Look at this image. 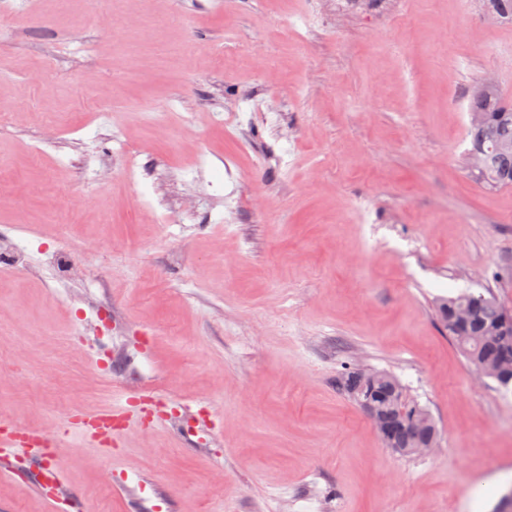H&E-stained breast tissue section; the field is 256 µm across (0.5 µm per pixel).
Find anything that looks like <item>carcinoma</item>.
<instances>
[{"label": "carcinoma", "instance_id": "1", "mask_svg": "<svg viewBox=\"0 0 512 512\" xmlns=\"http://www.w3.org/2000/svg\"><path fill=\"white\" fill-rule=\"evenodd\" d=\"M485 10L512 22V0H482ZM468 155L478 165L485 182L495 187L512 186V103L496 87L488 86L469 96ZM440 321L466 361L502 388L512 387V313L493 297L462 293L439 300ZM357 404H368L379 423L381 444L396 449L400 457L437 440L439 433L427 408L410 399L394 375L385 371L348 370L339 378Z\"/></svg>", "mask_w": 512, "mask_h": 512}]
</instances>
